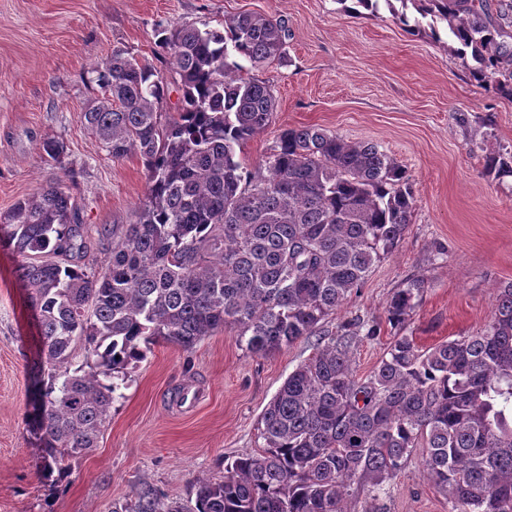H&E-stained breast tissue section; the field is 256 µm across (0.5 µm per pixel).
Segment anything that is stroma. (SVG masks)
<instances>
[{
  "mask_svg": "<svg viewBox=\"0 0 512 512\" xmlns=\"http://www.w3.org/2000/svg\"><path fill=\"white\" fill-rule=\"evenodd\" d=\"M239 13L282 18L290 30L284 59L253 72L273 86L278 108L242 148L245 167L262 166L282 130L316 125L378 144L411 178L415 205L398 248L329 318L332 330L355 317L383 324L355 351L356 376L384 358L386 307L408 280L424 282L403 329L420 347L483 329L512 281V176L486 170L489 156L512 151V99L482 88L445 44L407 31L385 8L374 17L339 0H0V215L69 168L90 230L132 223L144 167L133 155L112 160L85 128L98 90L92 65L117 47L157 64L158 26L215 27ZM48 138L63 143L64 165L42 152ZM19 262L0 231V512H121L144 486L194 506L197 479L220 478L259 446L261 413L315 352L302 339L257 356L230 330L188 352L152 345L119 381L97 448L71 460L54 487L25 424L36 328ZM348 506L452 512L418 448L387 494L374 501L358 488Z\"/></svg>",
  "mask_w": 512,
  "mask_h": 512,
  "instance_id": "35a3bbf8",
  "label": "stroma"
}]
</instances>
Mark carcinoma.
I'll return each mask as SVG.
<instances>
[{
    "label": "carcinoma",
    "mask_w": 512,
    "mask_h": 512,
    "mask_svg": "<svg viewBox=\"0 0 512 512\" xmlns=\"http://www.w3.org/2000/svg\"><path fill=\"white\" fill-rule=\"evenodd\" d=\"M382 2L412 31L428 17L437 38L443 23L469 75L512 98V0L347 10L375 15ZM156 37L163 72L119 48L92 68L100 94L83 124L112 159L138 154L147 185L133 223L99 229L112 240L104 270L87 269L88 228L64 179L0 215L38 319L29 426L43 441V477L64 478L69 460L97 447L114 379L151 345L189 351L230 328L255 355L311 336L316 352L265 407L262 445L196 482L192 512H350L352 486L378 498L415 448L453 512H512V282L483 330L422 350L402 334L424 288L410 280L386 307L395 335L385 357L356 377L353 350L379 324H324L403 238L414 205L406 170L374 143L314 125L283 130L262 169L237 159L277 111L249 69L283 58L285 20L240 13ZM488 170L512 174V154L490 157ZM78 342L86 359L73 370ZM129 512L184 509L145 487Z\"/></svg>",
    "instance_id": "obj_1"
}]
</instances>
